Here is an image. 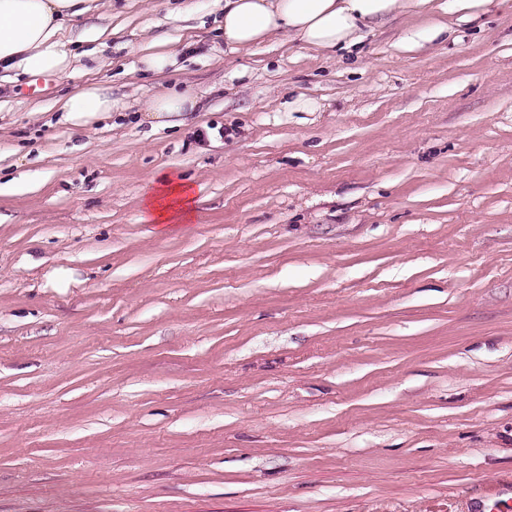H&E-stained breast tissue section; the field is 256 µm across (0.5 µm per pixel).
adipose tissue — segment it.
I'll return each instance as SVG.
<instances>
[{
  "mask_svg": "<svg viewBox=\"0 0 512 512\" xmlns=\"http://www.w3.org/2000/svg\"><path fill=\"white\" fill-rule=\"evenodd\" d=\"M221 17L224 44L238 51L291 34L304 49L335 52L362 42L365 32L400 14L427 16L436 0H212ZM112 0H0V71L15 76H71L82 69L75 41L94 43L104 28L86 27L68 36L74 19L111 11ZM119 104L101 83H90L66 96V112H111ZM143 200L156 224L188 222L193 215L194 185L157 175Z\"/></svg>",
  "mask_w": 512,
  "mask_h": 512,
  "instance_id": "ef3b65f1",
  "label": "adipose tissue"
}]
</instances>
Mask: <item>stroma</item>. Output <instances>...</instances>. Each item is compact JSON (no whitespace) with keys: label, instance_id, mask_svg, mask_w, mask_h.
I'll use <instances>...</instances> for the list:
<instances>
[{"label":"stroma","instance_id":"1","mask_svg":"<svg viewBox=\"0 0 512 512\" xmlns=\"http://www.w3.org/2000/svg\"><path fill=\"white\" fill-rule=\"evenodd\" d=\"M214 19L115 0L111 66L0 82V512H512V0L345 59ZM168 42L162 38H153L152 42L141 52L138 58L137 68L132 70L136 73H163L173 63V53L167 48ZM119 109L118 101L103 83H90L66 96L62 102L64 112H113ZM201 103L202 99L198 95L188 90L171 87L149 99L144 104L143 110L157 115L173 112H195ZM154 188L143 200L146 215L154 224L186 223L193 215L195 186L165 174L154 176Z\"/></svg>","mask_w":512,"mask_h":512}]
</instances>
